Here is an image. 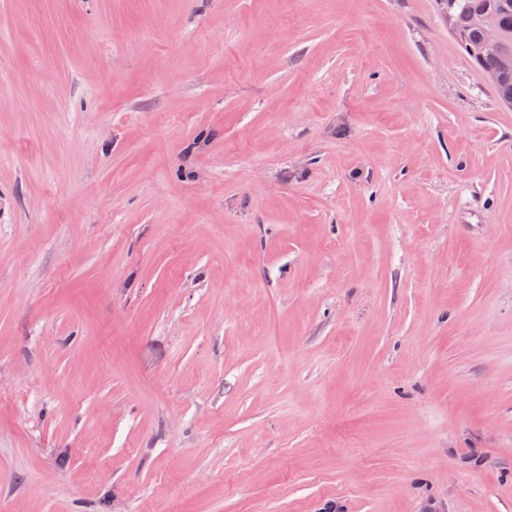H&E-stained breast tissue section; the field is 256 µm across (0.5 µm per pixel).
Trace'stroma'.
<instances>
[{
	"instance_id": "35a3bbf8",
	"label": "stroma",
	"mask_w": 512,
	"mask_h": 512,
	"mask_svg": "<svg viewBox=\"0 0 512 512\" xmlns=\"http://www.w3.org/2000/svg\"><path fill=\"white\" fill-rule=\"evenodd\" d=\"M0 512H512V107L440 0H0Z\"/></svg>"
}]
</instances>
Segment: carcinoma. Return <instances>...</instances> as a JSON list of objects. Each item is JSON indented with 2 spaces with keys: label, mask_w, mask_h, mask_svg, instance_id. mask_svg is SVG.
<instances>
[{
  "label": "carcinoma",
  "mask_w": 512,
  "mask_h": 512,
  "mask_svg": "<svg viewBox=\"0 0 512 512\" xmlns=\"http://www.w3.org/2000/svg\"><path fill=\"white\" fill-rule=\"evenodd\" d=\"M443 9L451 15L459 46L469 55L475 66L485 72L499 73L500 81L494 90L502 102H512V67L505 63V57H512V0H442ZM486 10L498 13L506 56H478L476 49L480 33L477 26L479 14Z\"/></svg>",
  "instance_id": "carcinoma-1"
}]
</instances>
